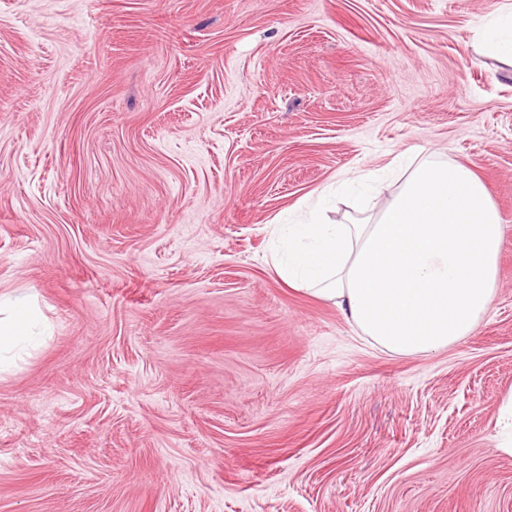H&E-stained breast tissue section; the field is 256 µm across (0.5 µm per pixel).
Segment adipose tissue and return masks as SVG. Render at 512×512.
Wrapping results in <instances>:
<instances>
[{
  "label": "adipose tissue",
  "mask_w": 512,
  "mask_h": 512,
  "mask_svg": "<svg viewBox=\"0 0 512 512\" xmlns=\"http://www.w3.org/2000/svg\"><path fill=\"white\" fill-rule=\"evenodd\" d=\"M276 274L335 301L376 344L429 355L468 336L498 285L504 226L489 187L461 162H420L400 191L351 224L273 227ZM0 354L25 348L38 315L0 299Z\"/></svg>",
  "instance_id": "obj_1"
}]
</instances>
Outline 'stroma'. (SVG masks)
Masks as SVG:
<instances>
[{
  "mask_svg": "<svg viewBox=\"0 0 512 512\" xmlns=\"http://www.w3.org/2000/svg\"><path fill=\"white\" fill-rule=\"evenodd\" d=\"M512 0H0V512H512ZM505 226L475 331L400 355L269 263L407 158ZM487 49L498 55L512 59V10L508 9L505 17H500L487 43ZM4 312L7 316H0V367L4 352L23 349L32 341L33 330L38 323L37 312L26 298L4 301L0 296V315Z\"/></svg>",
  "mask_w": 512,
  "mask_h": 512,
  "instance_id": "obj_1",
  "label": "stroma"
}]
</instances>
